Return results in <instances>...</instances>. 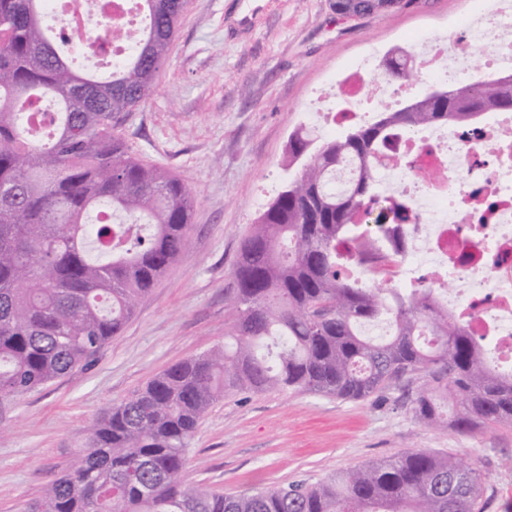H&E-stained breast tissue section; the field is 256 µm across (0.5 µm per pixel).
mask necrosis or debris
<instances>
[{
    "mask_svg": "<svg viewBox=\"0 0 512 512\" xmlns=\"http://www.w3.org/2000/svg\"><path fill=\"white\" fill-rule=\"evenodd\" d=\"M53 19L77 35L91 58L109 56L112 46L97 29L108 19L124 44L140 36L130 0H53ZM490 50L474 64L472 48ZM422 77L469 79L474 68L512 72V0H485L468 16L462 35L434 33L419 44ZM371 62L346 74L336 92L344 113L314 107L318 123L336 126L342 116L363 120L370 105L395 107L411 98L409 83L373 81ZM512 114L485 112L469 123L419 129L393 141L388 164L379 166L383 192L400 197L419 220L397 262L382 266V279L425 282L452 319L464 322L486 343L496 370L512 375V140L504 128Z\"/></svg>",
    "mask_w": 512,
    "mask_h": 512,
    "instance_id": "necrosis-or-debris-1",
    "label": "necrosis or debris"
}]
</instances>
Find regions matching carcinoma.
Here are the masks:
<instances>
[{
    "label": "carcinoma",
    "mask_w": 512,
    "mask_h": 512,
    "mask_svg": "<svg viewBox=\"0 0 512 512\" xmlns=\"http://www.w3.org/2000/svg\"><path fill=\"white\" fill-rule=\"evenodd\" d=\"M400 0H335L341 17ZM185 0H137L139 40L102 76L74 67L79 42L53 31L46 0H0V399L41 388L91 364L184 251L194 197L174 174L132 156L121 116L153 91ZM404 48L376 76L407 81ZM416 96L369 121H343L338 136L296 130L288 178L241 243L234 322L224 343L179 361L85 428L83 446L52 480L35 512H475L480 475L453 456L412 450L310 484L224 494L186 478L200 420L234 392L303 391L359 400L420 376L413 407L424 425L444 420L442 395L458 404L461 433L512 423V376L490 367L479 340L448 318L430 288L361 286L359 232L378 227L397 260L410 215L381 194L377 157L389 133L512 112V76L491 75ZM47 97L54 112L37 108ZM354 177L337 189L336 171ZM125 216L87 224L85 215ZM388 318L394 333L362 335Z\"/></svg>",
    "instance_id": "carcinoma-1"
}]
</instances>
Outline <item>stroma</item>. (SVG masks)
I'll return each mask as SVG.
<instances>
[{"label":"stroma","mask_w":512,"mask_h":512,"mask_svg":"<svg viewBox=\"0 0 512 512\" xmlns=\"http://www.w3.org/2000/svg\"><path fill=\"white\" fill-rule=\"evenodd\" d=\"M333 0H186L170 60L122 133L131 152L195 197L186 248L89 366L0 401V512H32L86 426L170 365L222 343L232 327L240 244L277 194L290 134L311 124V94L362 60L461 27L483 0H409L343 18ZM420 381L364 400L303 391L234 393L204 415L188 480L227 494L325 480L424 449L479 473L482 512H512V424L461 433L414 417Z\"/></svg>","instance_id":"obj_1"}]
</instances>
